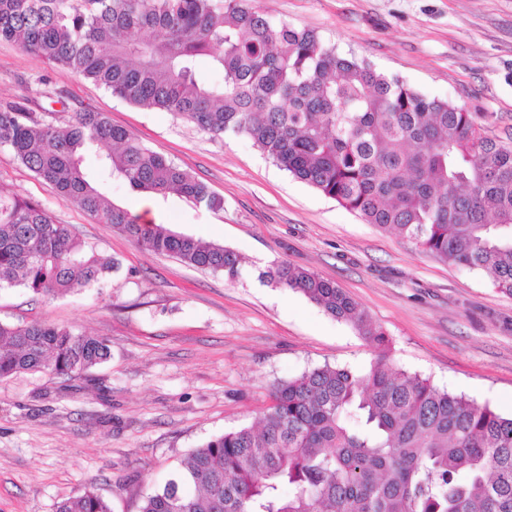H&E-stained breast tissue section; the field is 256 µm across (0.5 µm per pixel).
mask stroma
<instances>
[{"label": "stroma", "mask_w": 512, "mask_h": 512, "mask_svg": "<svg viewBox=\"0 0 512 512\" xmlns=\"http://www.w3.org/2000/svg\"><path fill=\"white\" fill-rule=\"evenodd\" d=\"M274 21L314 30L472 112L512 146V0H257ZM27 98L37 119L105 113L224 200L156 197L154 221L227 246L242 275L144 250L61 198L0 147V186L47 205L118 272L93 288L39 299L0 290V320L101 336L111 359L69 380H0V512H56L92 490L112 512H138L190 452L255 423L270 387L329 364L366 371L375 343L302 293L259 274L285 261L328 279L382 328L398 367L512 415V296L480 271L423 253L279 169L243 136H215L130 105L73 72L0 41V101Z\"/></svg>", "instance_id": "1"}]
</instances>
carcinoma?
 <instances>
[{"mask_svg": "<svg viewBox=\"0 0 512 512\" xmlns=\"http://www.w3.org/2000/svg\"><path fill=\"white\" fill-rule=\"evenodd\" d=\"M252 0H0V40L143 109L213 135L250 139L276 166L393 229L438 260L487 273L512 295V147L472 114L398 76L346 58L311 30L276 23ZM209 58L218 79L197 64ZM8 147L58 194L136 245L193 267L241 275L232 249L146 224L100 190L101 174L197 206L223 199L102 112L63 125L28 100L0 103ZM118 269L41 203L0 189V289L46 299ZM387 348L385 334L335 283L287 262L260 273ZM107 339L46 322L0 321V379H79L108 361ZM255 425L194 449L184 472L140 512H512V415L441 389L381 354L364 373L324 365L279 381ZM191 483L195 493L184 490ZM57 512H111L97 493Z\"/></svg>", "mask_w": 512, "mask_h": 512, "instance_id": "carcinoma-1", "label": "carcinoma"}]
</instances>
